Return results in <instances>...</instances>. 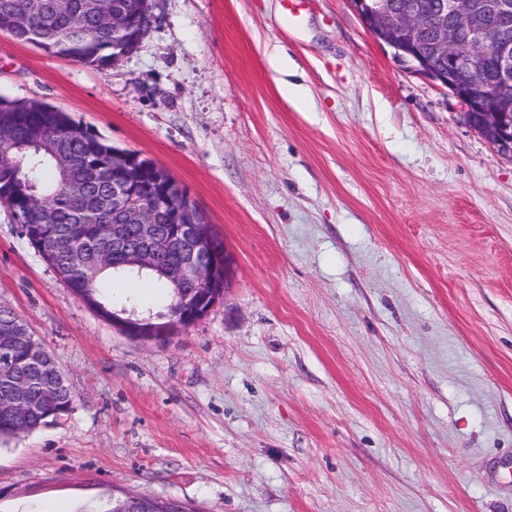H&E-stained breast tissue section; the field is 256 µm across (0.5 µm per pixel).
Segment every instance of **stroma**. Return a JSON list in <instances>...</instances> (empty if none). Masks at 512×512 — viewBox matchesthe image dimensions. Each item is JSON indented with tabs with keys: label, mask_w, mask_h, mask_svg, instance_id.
Instances as JSON below:
<instances>
[{
	"label": "stroma",
	"mask_w": 512,
	"mask_h": 512,
	"mask_svg": "<svg viewBox=\"0 0 512 512\" xmlns=\"http://www.w3.org/2000/svg\"><path fill=\"white\" fill-rule=\"evenodd\" d=\"M152 15L105 68L0 35V99L166 169L224 243V296L165 340L130 336L0 205V307L74 395L0 444V512L127 493L196 512H512V158L350 0Z\"/></svg>",
	"instance_id": "obj_1"
}]
</instances>
